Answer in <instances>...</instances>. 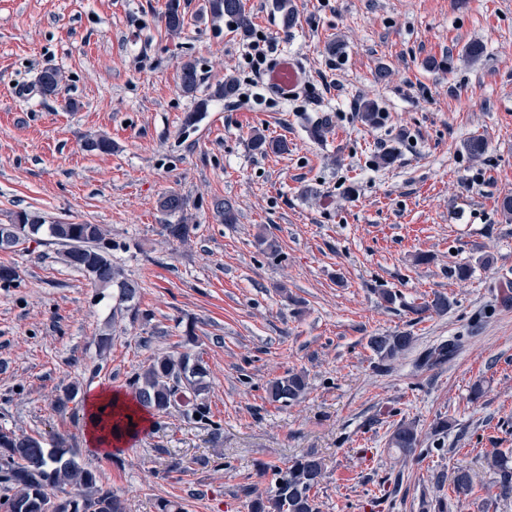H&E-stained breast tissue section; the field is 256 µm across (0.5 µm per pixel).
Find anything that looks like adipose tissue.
I'll use <instances>...</instances> for the list:
<instances>
[{"mask_svg":"<svg viewBox=\"0 0 512 512\" xmlns=\"http://www.w3.org/2000/svg\"><path fill=\"white\" fill-rule=\"evenodd\" d=\"M128 405L124 395L109 388L95 390L87 396L85 434L92 450L104 456L129 444V436L116 438L112 435L113 413Z\"/></svg>","mask_w":512,"mask_h":512,"instance_id":"ef3b65f1","label":"adipose tissue"}]
</instances>
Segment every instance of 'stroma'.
I'll return each instance as SVG.
<instances>
[{
  "mask_svg": "<svg viewBox=\"0 0 512 512\" xmlns=\"http://www.w3.org/2000/svg\"><path fill=\"white\" fill-rule=\"evenodd\" d=\"M166 2L0 0V224L37 210L106 225L148 313L115 323L100 353L111 297L56 246L0 251L17 273L0 282V426L67 436L128 512L164 501L249 512L250 492L271 487L263 464L309 449L326 467L319 512H424L432 474L458 462L475 492L450 512H512L484 461L512 450V214L497 206L512 197V0H294L289 29L273 0H242L253 30L303 67L298 100L260 105L247 98V37L207 0H181L185 26L170 33ZM473 42L484 48L474 63L464 56ZM186 60L202 69L191 96L179 88ZM47 67L64 76L59 95L39 91ZM230 78L244 99L215 97ZM365 100L383 122L361 121ZM257 130L287 151H253ZM88 134L110 137L112 152L84 151ZM473 136L487 144L478 159L463 149ZM389 147L395 163L375 167ZM168 191L189 202L187 243L161 232ZM222 201L236 223H223ZM403 224L422 231L404 236ZM261 233L278 254L258 248ZM460 263L472 268L464 281L450 274ZM383 289L395 305L381 303ZM439 293L447 313L413 314ZM400 331L411 347L379 367L369 336ZM448 342V362L421 364ZM175 352L206 363L202 398L220 436L176 406L116 458L87 448L85 396L105 385L131 393L151 356ZM291 371L305 373V398L269 402L268 384ZM72 382L82 396L59 415L56 395ZM439 418L450 424L441 438ZM402 420L422 440L404 461L387 449Z\"/></svg>",
  "mask_w": 512,
  "mask_h": 512,
  "instance_id": "35a3bbf8",
  "label": "stroma"
}]
</instances>
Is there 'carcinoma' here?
<instances>
[{
	"mask_svg": "<svg viewBox=\"0 0 512 512\" xmlns=\"http://www.w3.org/2000/svg\"><path fill=\"white\" fill-rule=\"evenodd\" d=\"M211 13L216 17H228L237 28L247 33L251 20L245 14L241 0H209ZM274 8L281 14L284 26L293 25L296 8L293 0H274ZM168 31L179 33L185 25V12L180 0H168L164 13ZM62 76L54 67L42 71L39 78L40 91L45 96L57 95L61 90ZM200 76L197 64L186 61L179 74L181 91L193 95L199 86ZM360 118L367 125L377 123L378 105L365 100L359 107ZM251 148L260 153L284 152L283 141L270 140L261 133L251 138ZM83 149L90 153L112 152V141L103 135L84 139ZM187 200L176 192L165 194L159 201V210L165 217L162 229L168 239L180 244L186 243L193 225L187 223ZM14 219L15 240L11 247L39 235H46L62 246L64 263L83 273L101 289H110L117 298L121 310L129 320L135 321L143 315L137 301L140 285L126 277L112 262V242L109 231L103 224L47 223L37 211L21 210ZM448 297L437 294L420 306L412 308L416 315L428 311L442 313L448 309ZM413 342L407 332L377 334L368 338L367 346L377 356L379 363L395 360ZM456 344L443 343L430 350L425 363L438 364L448 361L454 354ZM209 372L199 359L186 353L154 356L143 371L131 382L137 407L153 416L162 415L179 403H184L187 415L210 420L208 405L199 399L206 388ZM308 383L302 373L293 372L271 381L266 394L271 403H292L299 401L306 393ZM79 393L76 384L60 389L55 400V409L66 414ZM400 457L416 454L421 440L416 426L401 422L395 426L388 440ZM489 465L495 474V485L499 494L512 496V461L501 452L494 453ZM274 476V485L265 494H258L250 504V512H318L315 490L324 478V463L313 451H307L288 466L264 465ZM66 486L73 493L62 496ZM450 491L460 501L473 494L474 483L468 468L455 467ZM0 512H126L124 502L105 485L97 471L78 461L77 449L67 444L64 436L57 435L46 444L39 435L16 432L0 427Z\"/></svg>",
	"mask_w": 512,
	"mask_h": 512,
	"instance_id": "1",
	"label": "carcinoma"
}]
</instances>
